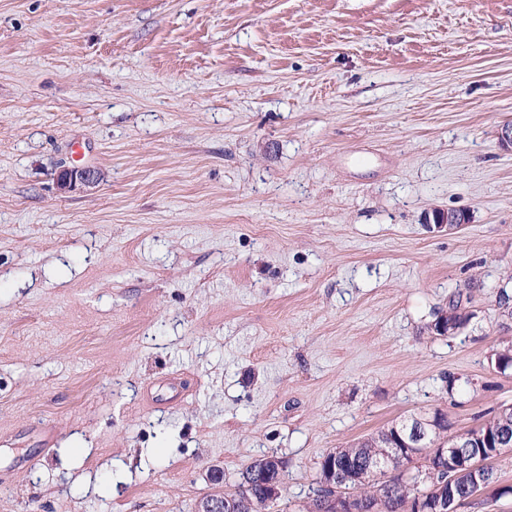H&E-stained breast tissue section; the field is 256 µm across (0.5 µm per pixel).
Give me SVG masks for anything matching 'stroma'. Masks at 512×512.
I'll return each instance as SVG.
<instances>
[{"mask_svg":"<svg viewBox=\"0 0 512 512\" xmlns=\"http://www.w3.org/2000/svg\"><path fill=\"white\" fill-rule=\"evenodd\" d=\"M507 123L512 0H0V512L271 453L302 512L329 451L512 405ZM101 174L93 169L79 166H62L57 175V185L61 192L66 193L77 184L89 186L96 184ZM424 223L435 224L437 228L446 227L448 224V230L461 226L462 224H468L469 215L465 210L460 209H448V210H434L432 218L429 215L424 216Z\"/></svg>","mask_w":512,"mask_h":512,"instance_id":"stroma-1","label":"stroma"}]
</instances>
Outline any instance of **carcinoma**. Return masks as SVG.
Instances as JSON below:
<instances>
[{
  "label": "carcinoma",
  "instance_id": "1",
  "mask_svg": "<svg viewBox=\"0 0 512 512\" xmlns=\"http://www.w3.org/2000/svg\"><path fill=\"white\" fill-rule=\"evenodd\" d=\"M478 430L492 439L502 434L512 437V426L505 425L497 415L482 423ZM447 432L445 420L432 429L427 439L430 451L418 456L423 461L420 470H404L413 459L396 457L388 462L396 475L382 482H370L365 478V469L372 458L382 453V445L392 428L327 453L314 480L308 512H416L417 498H426L428 492L441 486L452 488L456 501L464 502L473 495V483L466 474L448 473V463L437 452L450 442ZM257 466L255 461L248 464L240 473L238 489L224 493V498L232 500L238 512H277L279 497L272 496L264 478L255 474ZM329 466L336 470L334 490L325 486V471Z\"/></svg>",
  "mask_w": 512,
  "mask_h": 512
}]
</instances>
